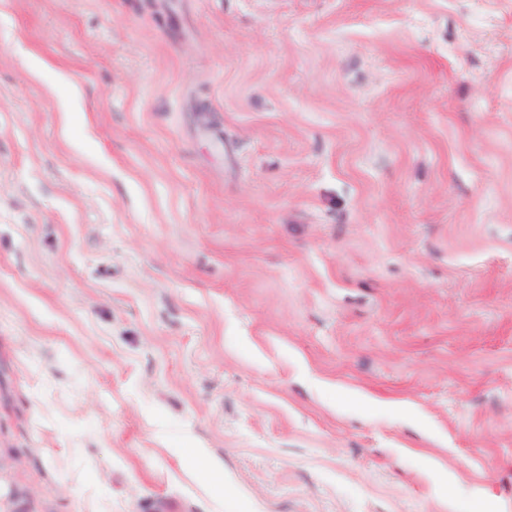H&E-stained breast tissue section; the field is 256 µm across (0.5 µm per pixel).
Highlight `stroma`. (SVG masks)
<instances>
[{"label":"stroma","instance_id":"35a3bbf8","mask_svg":"<svg viewBox=\"0 0 512 512\" xmlns=\"http://www.w3.org/2000/svg\"><path fill=\"white\" fill-rule=\"evenodd\" d=\"M512 512V0H0V512Z\"/></svg>","mask_w":512,"mask_h":512}]
</instances>
